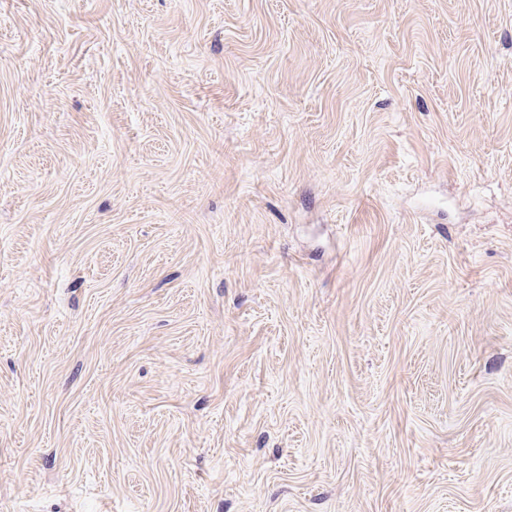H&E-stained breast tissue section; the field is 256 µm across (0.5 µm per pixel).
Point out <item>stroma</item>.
Returning a JSON list of instances; mask_svg holds the SVG:
<instances>
[{"mask_svg": "<svg viewBox=\"0 0 512 512\" xmlns=\"http://www.w3.org/2000/svg\"><path fill=\"white\" fill-rule=\"evenodd\" d=\"M0 512H512V0H0Z\"/></svg>", "mask_w": 512, "mask_h": 512, "instance_id": "35a3bbf8", "label": "stroma"}]
</instances>
